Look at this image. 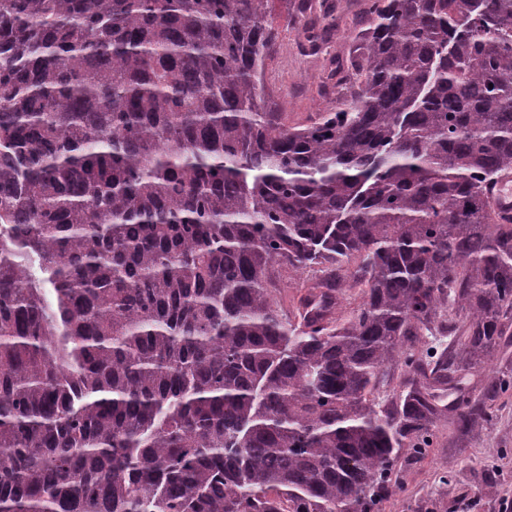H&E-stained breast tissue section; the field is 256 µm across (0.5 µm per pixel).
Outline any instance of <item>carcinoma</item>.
I'll return each instance as SVG.
<instances>
[{
    "label": "carcinoma",
    "mask_w": 512,
    "mask_h": 512,
    "mask_svg": "<svg viewBox=\"0 0 512 512\" xmlns=\"http://www.w3.org/2000/svg\"><path fill=\"white\" fill-rule=\"evenodd\" d=\"M268 4L0 0V512H376L512 389L463 386L512 336V0H364L293 127ZM487 196L497 218L504 223L512 220V170L500 173L487 186ZM298 278L288 281V270L284 273L283 281L277 288H272V294L279 308L288 316V311L295 309V305L303 294V288H297ZM409 377L410 374L404 366L395 365L387 377L385 385L380 388V397L387 398V396L391 397L404 391Z\"/></svg>",
    "instance_id": "cac0c4a2"
}]
</instances>
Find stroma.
<instances>
[{
    "label": "stroma",
    "mask_w": 512,
    "mask_h": 512,
    "mask_svg": "<svg viewBox=\"0 0 512 512\" xmlns=\"http://www.w3.org/2000/svg\"><path fill=\"white\" fill-rule=\"evenodd\" d=\"M319 0H270L281 29L279 45L267 62L265 92L295 126L318 119L345 94L327 70L336 58H349L366 22L358 0H334L321 17ZM326 31L311 49L302 28ZM489 421L461 437L454 425L439 426L429 448L402 455L389 477L379 512H512V391L488 406Z\"/></svg>",
    "instance_id": "35a3bbf8"
}]
</instances>
